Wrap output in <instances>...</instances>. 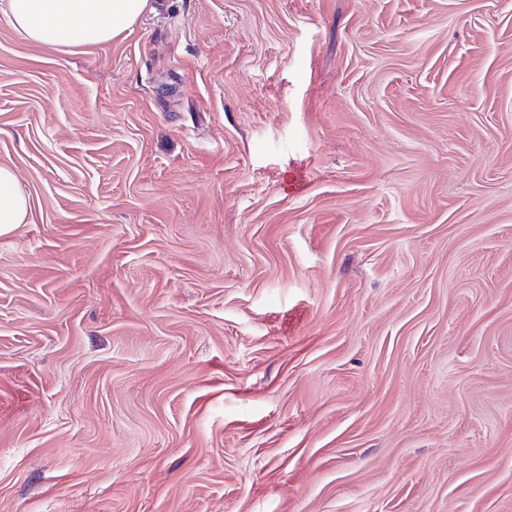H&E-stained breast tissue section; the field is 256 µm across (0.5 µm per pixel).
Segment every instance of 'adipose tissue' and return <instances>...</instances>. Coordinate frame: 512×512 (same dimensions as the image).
<instances>
[{
    "instance_id": "ef3b65f1",
    "label": "adipose tissue",
    "mask_w": 512,
    "mask_h": 512,
    "mask_svg": "<svg viewBox=\"0 0 512 512\" xmlns=\"http://www.w3.org/2000/svg\"><path fill=\"white\" fill-rule=\"evenodd\" d=\"M150 8L151 0H0V20L26 41L66 51L119 38ZM28 214L15 171L0 165V234Z\"/></svg>"
}]
</instances>
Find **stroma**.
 <instances>
[{
  "label": "stroma",
  "mask_w": 512,
  "mask_h": 512,
  "mask_svg": "<svg viewBox=\"0 0 512 512\" xmlns=\"http://www.w3.org/2000/svg\"><path fill=\"white\" fill-rule=\"evenodd\" d=\"M154 2L0 21V512H512V0ZM151 0H1L0 20L22 39L60 51L119 38ZM28 214V199L20 189L15 171L0 165V234L26 223Z\"/></svg>",
  "instance_id": "obj_1"
}]
</instances>
